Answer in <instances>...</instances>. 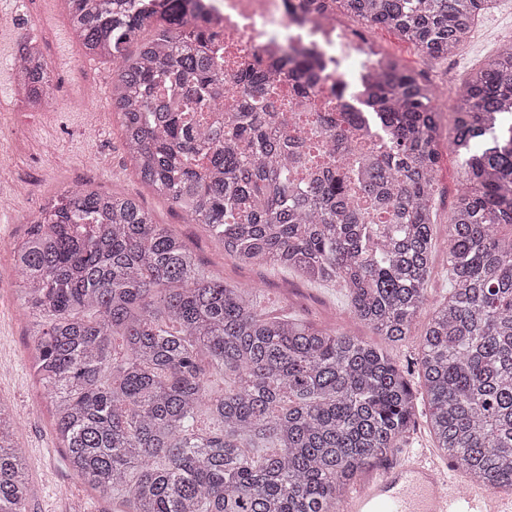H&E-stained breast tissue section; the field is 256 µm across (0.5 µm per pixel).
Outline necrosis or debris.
Masks as SVG:
<instances>
[{"label":"necrosis or debris","mask_w":512,"mask_h":512,"mask_svg":"<svg viewBox=\"0 0 512 512\" xmlns=\"http://www.w3.org/2000/svg\"><path fill=\"white\" fill-rule=\"evenodd\" d=\"M336 0H189L186 17L206 26L210 48L224 70V87L232 89L244 63L262 68L285 55L315 59L319 79L305 102L293 95L287 70H278L276 87L284 115L340 121L347 140L368 152L383 148L389 132L373 112L368 92L385 66L380 47L337 17Z\"/></svg>","instance_id":"4bbe7bcc"}]
</instances>
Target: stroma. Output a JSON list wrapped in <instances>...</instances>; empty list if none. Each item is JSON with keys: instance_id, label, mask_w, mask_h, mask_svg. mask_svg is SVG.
Returning a JSON list of instances; mask_svg holds the SVG:
<instances>
[{"instance_id": "obj_1", "label": "stroma", "mask_w": 512, "mask_h": 512, "mask_svg": "<svg viewBox=\"0 0 512 512\" xmlns=\"http://www.w3.org/2000/svg\"><path fill=\"white\" fill-rule=\"evenodd\" d=\"M22 2L24 19L10 27L0 26V125L9 126L16 114H24L30 145L47 141L53 144L54 152L35 163L28 150L16 149L11 141L0 137V194L13 200L10 210L0 211V362L8 366L0 374V408L10 417L17 443L25 451L28 512H73L77 506L82 512H129L128 504L120 498L89 489L70 470L55 434L51 400L34 372L35 329L23 312L11 251L49 191L61 184H91L124 193L151 211L157 223L169 225L208 275L233 286L260 290L262 312L290 316L329 330L338 328L368 343L374 337L353 318L343 283L316 286L277 267L239 265L225 256L221 243L205 226L190 223L144 186L127 161L120 121L111 110V59L86 56L71 29L64 0ZM370 33L387 53L431 81L440 100L441 130L447 135L452 130L456 104L446 101V93L497 52L500 38L512 35V0H501L459 50L445 59L424 58L394 32L374 27ZM34 36L45 53L52 87L49 101L40 104L16 101L13 90L16 75L12 59L19 44ZM79 68L99 87L98 96L87 102L99 115L95 128L69 112L68 103L75 96L73 74ZM461 179L460 159L443 152L433 204L436 224L427 285V304L431 307L448 294V225Z\"/></svg>"}]
</instances>
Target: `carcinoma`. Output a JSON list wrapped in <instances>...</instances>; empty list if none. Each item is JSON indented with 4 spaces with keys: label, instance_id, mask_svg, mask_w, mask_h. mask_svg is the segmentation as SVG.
I'll list each match as a JSON object with an SVG mask.
<instances>
[{
    "label": "carcinoma",
    "instance_id": "1",
    "mask_svg": "<svg viewBox=\"0 0 512 512\" xmlns=\"http://www.w3.org/2000/svg\"><path fill=\"white\" fill-rule=\"evenodd\" d=\"M86 52L115 62L112 110L136 175L244 265L311 283L342 280L353 316L383 344L258 309L257 295L204 275L196 256L135 199L90 184L47 196L13 248L36 373L70 469L130 512H340L362 470L403 446L416 416L468 480L512 491V38L465 81L441 143L429 81L393 66L375 103L391 131L361 189L366 221L327 167L302 184L301 146L261 108L271 74L243 76L239 125L194 124L223 75L183 0L153 19L115 0H66ZM431 59L464 44L492 0H340ZM151 38L128 50L139 32ZM27 98H50L43 55L15 57ZM462 160L448 224V298L420 343V389L388 348L426 301L442 147ZM235 379L209 392L200 357ZM0 418V512H26L24 450Z\"/></svg>",
    "mask_w": 512,
    "mask_h": 512
}]
</instances>
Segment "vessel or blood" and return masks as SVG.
Here are the masks:
<instances>
[{"label":"vessel or blood","mask_w":512,"mask_h":512,"mask_svg":"<svg viewBox=\"0 0 512 512\" xmlns=\"http://www.w3.org/2000/svg\"><path fill=\"white\" fill-rule=\"evenodd\" d=\"M342 512H512L487 490L461 491L427 452L406 455L350 495Z\"/></svg>","instance_id":"obj_1"}]
</instances>
